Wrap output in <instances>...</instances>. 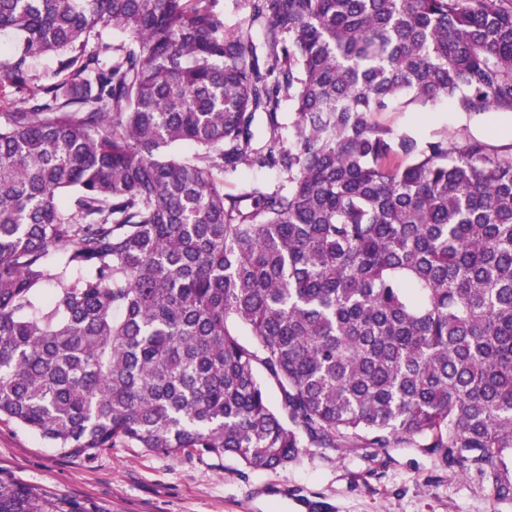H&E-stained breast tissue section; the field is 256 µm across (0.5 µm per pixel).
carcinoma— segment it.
<instances>
[{
  "mask_svg": "<svg viewBox=\"0 0 512 512\" xmlns=\"http://www.w3.org/2000/svg\"><path fill=\"white\" fill-rule=\"evenodd\" d=\"M218 2L0 0V418L256 469L398 440L511 499L512 143L375 115L511 114L512 0ZM279 181L275 170H244L235 174L224 175V192L228 194H241L249 183L276 184Z\"/></svg>",
  "mask_w": 512,
  "mask_h": 512,
  "instance_id": "carcinoma-1",
  "label": "carcinoma"
}]
</instances>
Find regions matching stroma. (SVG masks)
I'll list each match as a JSON object with an SVG mask.
<instances>
[{
    "label": "stroma",
    "instance_id": "stroma-1",
    "mask_svg": "<svg viewBox=\"0 0 512 512\" xmlns=\"http://www.w3.org/2000/svg\"><path fill=\"white\" fill-rule=\"evenodd\" d=\"M377 119L425 137L466 128L512 142V115L418 109ZM0 480L83 512H512V500H497L487 477L460 473L412 446L309 447L274 469H251L229 456L125 446L73 458L7 420L0 421Z\"/></svg>",
    "mask_w": 512,
    "mask_h": 512
}]
</instances>
